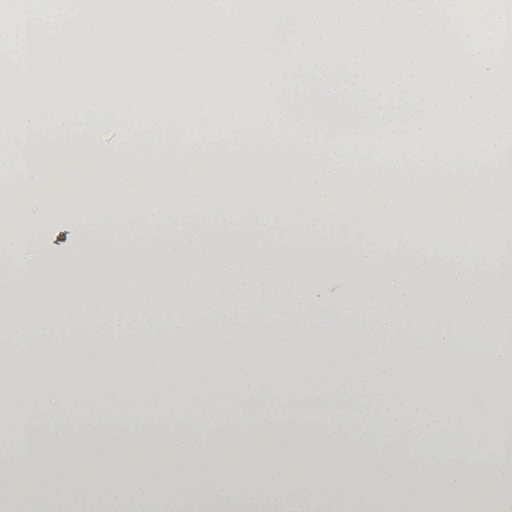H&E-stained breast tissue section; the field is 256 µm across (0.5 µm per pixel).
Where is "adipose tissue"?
Masks as SVG:
<instances>
[{
    "label": "adipose tissue",
    "mask_w": 512,
    "mask_h": 512,
    "mask_svg": "<svg viewBox=\"0 0 512 512\" xmlns=\"http://www.w3.org/2000/svg\"><path fill=\"white\" fill-rule=\"evenodd\" d=\"M462 2L0 0V220L55 213L93 257L63 289L58 255L0 238L20 259L0 278L1 492L27 512L88 490L97 512H236L248 490L281 512L291 487L308 512H512V0H478L477 46ZM369 27L389 69L363 64ZM61 53L123 64L62 87ZM474 77L503 111L467 104ZM115 123L128 145L99 152ZM293 145L307 168L281 165ZM89 278L108 302L82 306Z\"/></svg>",
    "instance_id": "1"
}]
</instances>
